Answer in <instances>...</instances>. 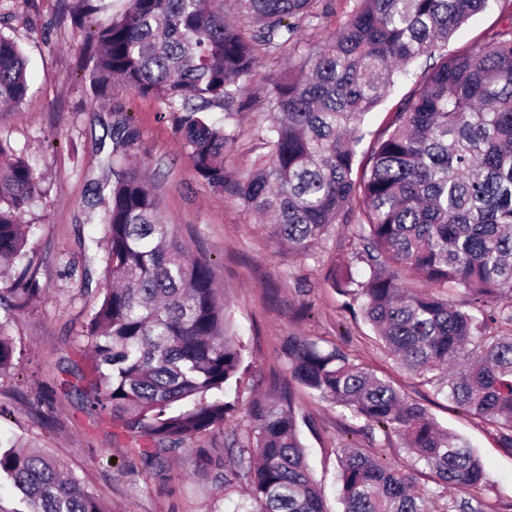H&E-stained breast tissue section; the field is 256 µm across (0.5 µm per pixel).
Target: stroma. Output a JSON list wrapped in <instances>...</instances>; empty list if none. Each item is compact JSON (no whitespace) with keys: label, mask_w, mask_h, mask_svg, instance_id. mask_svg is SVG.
<instances>
[{"label":"stroma","mask_w":512,"mask_h":512,"mask_svg":"<svg viewBox=\"0 0 512 512\" xmlns=\"http://www.w3.org/2000/svg\"><path fill=\"white\" fill-rule=\"evenodd\" d=\"M328 13L304 25V45H320L336 34L356 6L355 0H330ZM76 0H0V31L12 36L27 58L30 92L16 114L0 117V140L30 157L50 182L37 196L27 218L26 249L45 294L22 311L10 333L24 356L17 368L0 375V431L26 438L58 457L100 493L112 512H235L239 493L214 499V478L197 470V451L232 460L231 436L245 437L243 415L230 417L223 429L202 436L170 456L161 468H148L120 436L109 415L82 411L77 393L65 390L75 376L90 375L83 336L103 286L102 264H87L93 238L101 237V209H90L92 190L108 175L112 153V109L124 107L140 132L136 157L159 183L162 207L179 225L192 254L205 255L242 337L249 370L239 384L242 402L264 397L285 365L281 350L288 337H308L338 345L359 363L391 376L402 390L427 408L439 424L467 441L489 475L482 492L494 512H512V456L503 453L490 428L458 411L445 394L418 385L380 348L370 342V327L353 316L346 299L326 279L329 266L352 260L346 229H339L304 260L273 243L254 213L231 197L214 193L197 180L179 148L171 118L151 98L135 96L113 83L102 104H92L83 78L87 18ZM285 58L261 53L246 92L248 106L238 115V137L229 167H251L262 150L255 129L264 121L263 88L268 76L286 68ZM296 406L307 423L301 439L306 462L326 495L328 512H337L336 450L355 441L396 462L404 452L381 431H368L364 420L296 392Z\"/></svg>","instance_id":"1"}]
</instances>
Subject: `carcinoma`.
I'll return each instance as SVG.
<instances>
[{
	"label": "carcinoma",
	"mask_w": 512,
	"mask_h": 512,
	"mask_svg": "<svg viewBox=\"0 0 512 512\" xmlns=\"http://www.w3.org/2000/svg\"><path fill=\"white\" fill-rule=\"evenodd\" d=\"M119 15L88 32L87 78L94 102L117 79L169 112L194 176L266 220L265 233L307 259L346 227L361 277L333 265L331 286L359 303L384 352L422 386L491 427L512 456V0H495L499 28L450 56L448 40L490 0H357L338 34L299 49L301 24L322 0H126ZM288 56L265 85V152L250 169L227 167L259 64L258 48ZM431 60L389 113L368 158H357L365 116L398 73ZM26 58L0 31V106L27 97ZM218 108L224 123L209 118ZM139 131L126 112L112 120V184L98 194L107 251L105 288L86 336L93 378L85 408L109 413L147 466L224 427L242 412L246 438H233L232 466L218 488L241 482L236 512H328L312 479L287 384L241 408L232 387L245 347L214 287L210 262L188 252L160 206L151 174L132 163ZM45 177L0 140V373L15 366L10 335L43 294L26 257L25 216ZM462 301H457V296ZM291 380L394 436L404 463L354 442L336 450L341 512H492L481 457L389 376L334 345L292 336L284 349ZM423 464L427 483L417 481ZM15 491L0 512H110L106 501L49 453L0 434V484Z\"/></svg>",
	"instance_id": "cac0c4a2"
}]
</instances>
